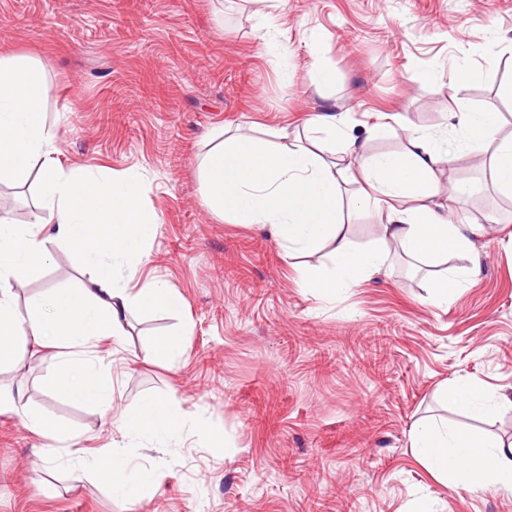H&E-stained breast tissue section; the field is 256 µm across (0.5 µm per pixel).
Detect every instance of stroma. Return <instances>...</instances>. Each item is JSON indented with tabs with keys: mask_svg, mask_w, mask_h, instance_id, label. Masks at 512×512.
Wrapping results in <instances>:
<instances>
[{
	"mask_svg": "<svg viewBox=\"0 0 512 512\" xmlns=\"http://www.w3.org/2000/svg\"><path fill=\"white\" fill-rule=\"evenodd\" d=\"M277 29L280 54L260 38ZM512 43V0H0V57L41 68L47 124L63 168L92 163L136 169L161 224L139 278L159 277L186 299L178 314L136 315L122 344L96 354L112 378V408L53 397L52 349H24L0 380L22 390L31 408L67 424L56 461L38 466L36 436L18 416L0 413V512H512V491L472 494L437 479L409 445L429 420L512 438V409L474 423L441 398L445 385L471 379L512 396V201L498 195L479 161L450 170L475 186L455 201L440 194L452 220L476 225L480 269L445 305L426 300L428 268L393 250L386 271L325 302L302 288L298 269L316 253L286 258L269 228L229 224L202 199L203 159L218 128L282 130L303 138L308 119L332 105L349 137L371 151L400 138L369 132L395 116L434 132L455 101L500 112L512 131V55L485 79L459 89L454 66L484 65L491 39ZM296 65L291 86L282 57ZM334 83L317 86L313 59ZM41 171L12 192L8 219L52 224L38 206ZM48 265L16 290L19 308L49 288L86 281L82 260L50 239ZM192 335L181 361L165 365L152 342L180 325ZM389 338V371L374 374L364 354ZM162 397L193 423L164 441L131 440L132 463L157 470L155 491L133 504L72 468L78 455L103 452L114 416ZM220 431L211 444L201 427Z\"/></svg>",
	"mask_w": 512,
	"mask_h": 512,
	"instance_id": "1",
	"label": "stroma"
}]
</instances>
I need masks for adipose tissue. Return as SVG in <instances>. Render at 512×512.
<instances>
[{
	"instance_id": "1",
	"label": "adipose tissue",
	"mask_w": 512,
	"mask_h": 512,
	"mask_svg": "<svg viewBox=\"0 0 512 512\" xmlns=\"http://www.w3.org/2000/svg\"><path fill=\"white\" fill-rule=\"evenodd\" d=\"M48 86L33 63L0 57V181H22L33 165L41 167L39 205L56 218L53 236L87 262L88 279L75 290H49L32 299L27 311L15 303L14 288L49 259L45 226H25L0 217V369L13 365L20 343L59 350L50 377L56 394L78 404L112 406V381L99 357L88 348L102 339L122 343L133 312H180L182 294L157 280L138 277L145 247L157 233L159 218L146 204L147 182L134 170L109 175L91 165L69 169L57 165L54 136L44 102ZM461 136L449 140L403 123H383L380 137L403 136L398 152H371L345 140L344 118L334 109L318 111L308 123L309 145L281 141L279 130L266 138L251 133L215 132L216 144L205 158L203 201L216 216L233 224L270 227L286 256L326 252V263L301 268L304 287L331 302L368 281L387 266L391 246L416 260H432L471 251L465 225L438 211L440 192L449 199L469 195L464 180L441 185L444 167L463 162L469 153L485 157L492 188L512 199V132L503 133L501 113L457 104L452 114ZM340 142L339 155H323L325 144ZM363 183L362 192L346 198L348 179ZM382 213L381 236L367 249L347 234L349 212ZM442 397L475 417L512 408V399L488 402L471 380L459 378ZM21 417L31 431L62 442L70 430L30 408L23 393L0 385V412ZM185 416L167 400L153 398L122 413V437L162 438L180 435ZM414 452L438 477L476 492L496 483L512 488V440L490 439L427 422L409 434ZM116 494L147 491L154 472L136 469L125 446L114 445L86 464Z\"/></svg>"
}]
</instances>
